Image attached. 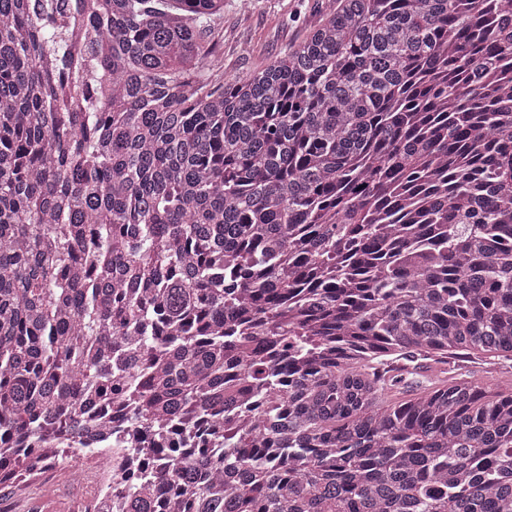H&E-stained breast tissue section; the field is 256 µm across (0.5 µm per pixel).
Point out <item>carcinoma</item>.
<instances>
[{
    "label": "carcinoma",
    "instance_id": "obj_1",
    "mask_svg": "<svg viewBox=\"0 0 512 512\" xmlns=\"http://www.w3.org/2000/svg\"><path fill=\"white\" fill-rule=\"evenodd\" d=\"M0 0V485L125 512H512V0ZM405 363L406 378L392 365ZM336 8L335 0H224L213 37L224 52V76L246 74L303 41ZM475 361L476 364H471L470 369L475 373L477 378L483 380L485 385H503L512 379V368H510L511 361L498 360L497 358L487 359L486 361ZM131 458L123 448H112V469L105 464L100 472L98 496L106 498L111 491L112 481L117 482L130 476ZM99 466L88 461L82 470L68 461L46 467L24 487L0 485V512H84L96 494ZM51 489L44 495L43 488Z\"/></svg>",
    "mask_w": 512,
    "mask_h": 512
}]
</instances>
